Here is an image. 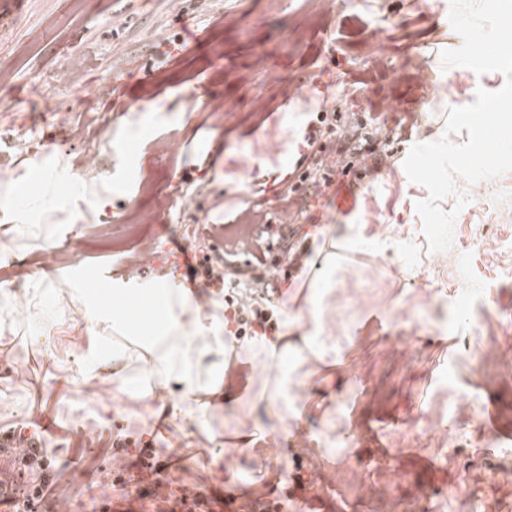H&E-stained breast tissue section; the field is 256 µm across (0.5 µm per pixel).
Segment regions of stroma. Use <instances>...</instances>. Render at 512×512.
Wrapping results in <instances>:
<instances>
[{"mask_svg": "<svg viewBox=\"0 0 512 512\" xmlns=\"http://www.w3.org/2000/svg\"><path fill=\"white\" fill-rule=\"evenodd\" d=\"M450 0H0V57L14 62L0 83V128L62 142L72 127L60 105L105 114L112 132L101 173H75L68 158L23 163L0 179V215L22 226L12 248L35 274L23 295L3 288L13 267L0 257V428L26 416L39 445L63 469L55 502L97 512L115 495L113 442L149 441L170 458L172 484L244 499H270L289 476L304 512H393L425 488L441 512H491L512 498L479 448L496 431L512 434V172L481 180L479 201L455 222L453 245L430 251L415 210L427 196L403 162L415 143L443 136L449 108L499 90V72L443 68L459 48ZM89 65L62 103L41 77ZM427 65L416 80L417 59ZM280 83H269L267 71ZM299 87L286 96L282 85ZM355 114L388 130L389 164L371 176H334L329 189L290 187L310 155L304 130L315 106ZM280 142L267 148L268 136ZM254 170L241 190L234 170ZM356 207L339 213L338 194ZM110 207L112 223L70 216L77 201ZM294 214L290 241L309 249L317 270L280 269L278 352L260 354L238 336L226 352L224 406L213 415L160 421L146 401L90 395V371H112V349L80 359L87 315L124 314L103 302L104 284L150 286L149 322L167 294L197 288L195 270L214 264L209 228L274 224ZM207 222H198L199 212ZM159 242L146 275L130 273L143 242ZM481 338L479 351L463 347ZM449 337L445 349L438 337ZM443 419L436 445L421 428ZM467 434V457L447 448Z\"/></svg>", "mask_w": 512, "mask_h": 512, "instance_id": "1", "label": "stroma"}]
</instances>
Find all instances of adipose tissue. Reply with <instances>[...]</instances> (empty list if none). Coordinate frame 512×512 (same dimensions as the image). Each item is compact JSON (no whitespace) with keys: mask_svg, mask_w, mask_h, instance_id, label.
<instances>
[{"mask_svg":"<svg viewBox=\"0 0 512 512\" xmlns=\"http://www.w3.org/2000/svg\"><path fill=\"white\" fill-rule=\"evenodd\" d=\"M181 306L191 310L189 321L171 314L162 335L113 355L112 392H125L126 371L134 363L143 374L146 397L159 399L162 413L199 417L209 414L213 399L224 392L227 338L223 322L198 305L194 295H183ZM172 382L179 391L171 400L164 392Z\"/></svg>","mask_w":512,"mask_h":512,"instance_id":"adipose-tissue-1","label":"adipose tissue"}]
</instances>
